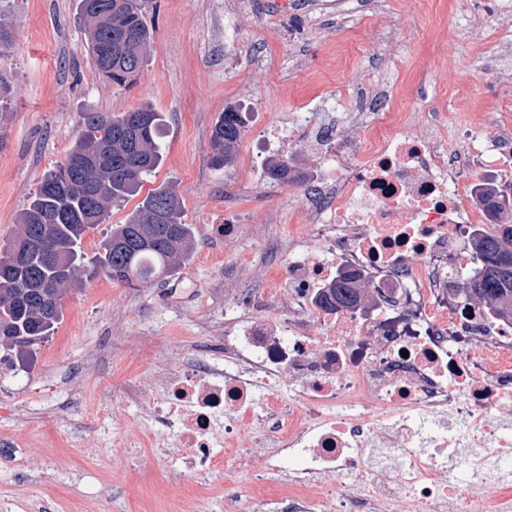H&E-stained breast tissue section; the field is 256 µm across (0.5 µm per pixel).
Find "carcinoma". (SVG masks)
Masks as SVG:
<instances>
[{
	"instance_id": "1",
	"label": "carcinoma",
	"mask_w": 512,
	"mask_h": 512,
	"mask_svg": "<svg viewBox=\"0 0 512 512\" xmlns=\"http://www.w3.org/2000/svg\"><path fill=\"white\" fill-rule=\"evenodd\" d=\"M80 22L88 55L106 81L130 87L147 62L153 32L139 0H80ZM160 113L149 107L113 115L89 107L65 158L41 179L18 217L11 238L0 246V347L22 355L52 336L63 319V300L103 275L120 283L170 278L195 249L194 228L185 223L178 190L162 184L149 192L124 224L89 258L82 250L88 231L103 224L112 208L139 194L161 161ZM246 115L227 108L211 135L209 163L228 166L244 135ZM269 179L290 177V158L266 165ZM474 194L492 217L474 236L478 271L462 285L467 301L479 300L512 319V197L495 185H475ZM24 253L16 265L13 257ZM363 288L338 278L324 294L326 310L350 308Z\"/></svg>"
}]
</instances>
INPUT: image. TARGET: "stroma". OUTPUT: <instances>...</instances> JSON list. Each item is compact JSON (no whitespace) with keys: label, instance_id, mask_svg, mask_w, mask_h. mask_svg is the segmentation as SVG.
<instances>
[{"label":"stroma","instance_id":"stroma-1","mask_svg":"<svg viewBox=\"0 0 512 512\" xmlns=\"http://www.w3.org/2000/svg\"><path fill=\"white\" fill-rule=\"evenodd\" d=\"M140 0L153 30L148 60L136 82H106L86 55L79 0H0L13 42L0 52V242L41 178L79 134L87 107L161 112L162 162L142 186L176 187L192 224L191 260L167 280L138 286L97 277L65 300L53 336L19 356L0 351L10 370L0 382V409L24 407L29 441L11 446L13 426L0 420V500L40 512H101L99 488L112 512H162L184 483L151 441L164 428L143 423L127 387L151 394L153 373L209 362L206 332L233 320L283 312L278 282L289 237L313 242L317 225L304 201L317 163L305 143L289 153L287 182L258 181L274 158L260 151L264 124L334 99L346 109L357 83L372 81L376 53L389 25L400 46L388 62L390 102L397 112L440 115L447 138L497 119L512 128V75L493 78L504 46H512V0H341L320 11L313 0ZM246 109L248 122L231 166L209 164L212 128L226 107ZM233 225L231 237L221 228ZM112 393V414L99 420L98 395ZM139 447H125L128 438ZM71 439L87 453L68 447Z\"/></svg>","mask_w":512,"mask_h":512}]
</instances>
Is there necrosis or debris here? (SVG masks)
Listing matches in <instances>:
<instances>
[{
  "instance_id": "obj_1",
  "label": "necrosis or debris",
  "mask_w": 512,
  "mask_h": 512,
  "mask_svg": "<svg viewBox=\"0 0 512 512\" xmlns=\"http://www.w3.org/2000/svg\"><path fill=\"white\" fill-rule=\"evenodd\" d=\"M352 109L370 121L336 130L298 112L262 129L270 149L302 140L336 161L305 194L323 217L319 248L288 241L285 315L238 319L204 367L165 369L147 399L126 392L163 423L185 512H512V322L459 292L477 217L462 175L496 164L495 139L472 133L449 150L372 90ZM342 268L373 301L323 311ZM252 463L248 498L215 499L199 482Z\"/></svg>"
}]
</instances>
